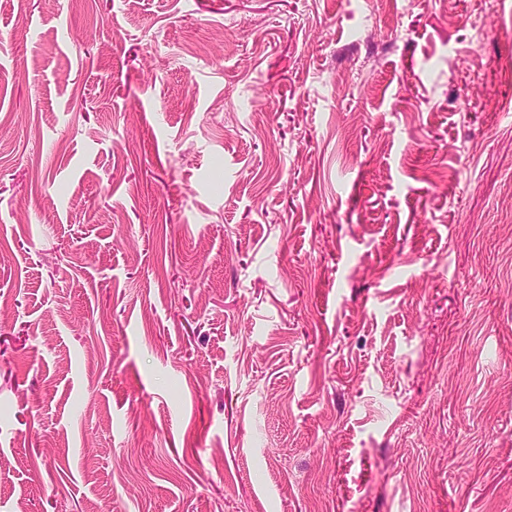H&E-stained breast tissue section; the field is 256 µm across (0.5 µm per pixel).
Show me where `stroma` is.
<instances>
[{"label": "stroma", "instance_id": "1", "mask_svg": "<svg viewBox=\"0 0 512 512\" xmlns=\"http://www.w3.org/2000/svg\"><path fill=\"white\" fill-rule=\"evenodd\" d=\"M512 0H0V512H512Z\"/></svg>", "mask_w": 512, "mask_h": 512}]
</instances>
